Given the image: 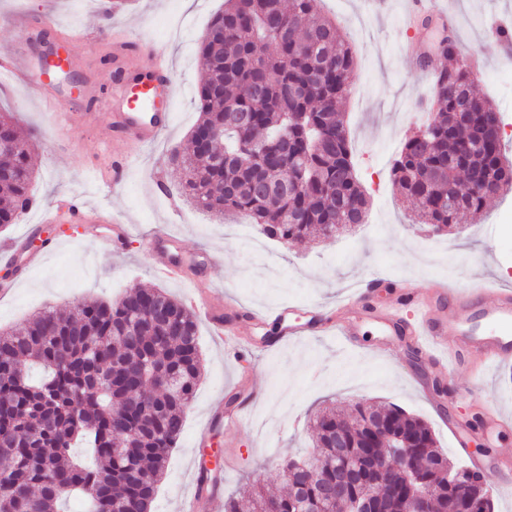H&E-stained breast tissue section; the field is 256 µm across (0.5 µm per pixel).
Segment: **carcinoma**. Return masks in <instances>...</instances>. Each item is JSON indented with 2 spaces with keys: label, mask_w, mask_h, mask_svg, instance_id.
Returning <instances> with one entry per match:
<instances>
[{
  "label": "carcinoma",
  "mask_w": 512,
  "mask_h": 512,
  "mask_svg": "<svg viewBox=\"0 0 512 512\" xmlns=\"http://www.w3.org/2000/svg\"><path fill=\"white\" fill-rule=\"evenodd\" d=\"M199 45L206 69L200 119L190 152L169 161L183 173L182 191L222 218L247 216L261 236L292 242L324 239L362 224L369 208L352 160L338 104L348 95L355 61L336 25L313 12L312 0H226ZM441 54L456 60L440 72L429 99L436 114L408 136L392 166L418 223L436 234L480 215L512 190L503 153V119L473 91L469 63L448 40ZM224 133L202 150L199 133ZM0 153V228L29 208L31 142ZM489 178L483 192L469 176ZM137 334L130 342L125 333ZM204 371L198 322L190 308L160 289H135L106 303L78 302L68 313L47 308L0 333V512H59L71 496L87 512H149L170 448L180 437ZM349 416L329 408L313 422L315 447L329 465L311 471L301 460L272 463L292 470L289 489L268 496L253 487L224 501V512H336L326 501L336 481V432L351 452L390 458L404 445L406 472L435 483L469 482L478 497L484 473L449 462L420 417L397 405L372 404ZM405 475L378 482L388 507Z\"/></svg>",
  "instance_id": "carcinoma-1"
}]
</instances>
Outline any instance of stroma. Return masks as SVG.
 Here are the masks:
<instances>
[{
    "label": "stroma",
    "instance_id": "obj_1",
    "mask_svg": "<svg viewBox=\"0 0 512 512\" xmlns=\"http://www.w3.org/2000/svg\"><path fill=\"white\" fill-rule=\"evenodd\" d=\"M104 0H0V53L16 52L40 62L37 36L22 37L18 23L29 15L50 16L58 28L92 35L81 67L70 81L52 74L58 109L33 98L26 89L0 74V112L12 113L21 135L32 136L36 150L31 196L42 209H53L64 196L116 212L128 220L130 237L122 254L83 233L81 225L59 214L55 223L40 224L39 211L20 215L0 232V247L21 243L40 248L57 239L58 247L7 295L0 296V330L27 320L45 307L68 311L85 298L115 301L135 288H159L186 299L202 281L206 299L223 307L228 318L250 309L315 302L333 307L366 274L411 281L428 291L437 280L473 288L485 278H506L512 286V191L488 205L499 214L463 217L453 231L427 238V227L409 220L411 202L394 189L390 168L406 136L421 125L417 100L429 97L432 82L402 55L415 41L413 23L405 19L407 0H383L372 12L370 0H314L316 12L335 18L340 35L351 43L356 68L351 93L343 104L354 160L370 200L365 224L330 240L273 242L256 235L247 217L218 220L191 207L180 195L182 174L170 165L171 149H187L198 119L197 89L204 75L199 41L224 0H126L104 19ZM455 18L460 49L482 57L474 88L491 99L504 115L503 144L512 160V69L502 66L503 48L492 35L497 21L512 19V0H440ZM135 43L126 62L133 71L148 63L152 50L163 51L177 77L172 125L155 143L126 144L132 164L119 192H105L93 172L108 165L103 141L112 134V114L99 99L112 88V48ZM69 113L58 129L55 111ZM164 231L182 242L189 278H158L143 253L146 236ZM388 292L372 298L360 320V353L343 349L334 335L322 334L263 351L241 362L229 358L222 342L200 324L204 375L185 414L183 431L169 452L152 512H180L193 488L203 453L232 457L224 475L225 496L250 484L272 493L285 489L273 458L312 451L311 422L328 405L351 411L356 405L390 402L423 418L451 462L468 464L478 457L493 490L494 512H512V426L492 435H473L468 452H460L446 418L477 423L492 405L512 414V365L477 370L474 360L458 361L440 371L423 356L401 348L387 356L377 350ZM249 402L248 423L223 422L231 395ZM207 441H199L201 431Z\"/></svg>",
    "mask_w": 512,
    "mask_h": 512
}]
</instances>
